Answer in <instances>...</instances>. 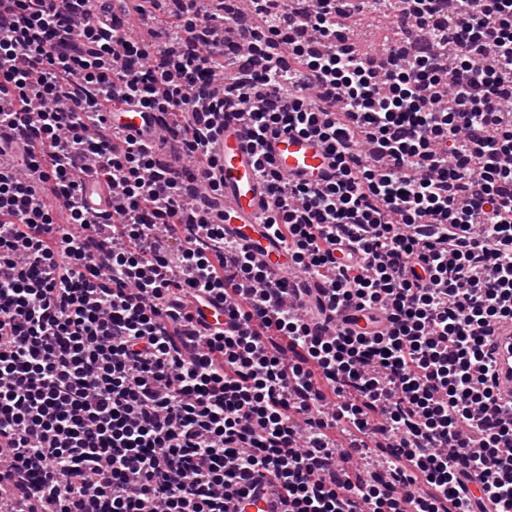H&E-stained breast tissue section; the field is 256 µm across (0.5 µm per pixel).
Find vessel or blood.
Returning a JSON list of instances; mask_svg holds the SVG:
<instances>
[{
    "instance_id": "b4317fda",
    "label": "vessel or blood",
    "mask_w": 512,
    "mask_h": 512,
    "mask_svg": "<svg viewBox=\"0 0 512 512\" xmlns=\"http://www.w3.org/2000/svg\"><path fill=\"white\" fill-rule=\"evenodd\" d=\"M113 125L144 142H151L164 116L132 107L124 112L109 113ZM218 165L216 178L223 182L222 203L230 215L228 227L238 240L251 246L257 262L273 275L285 271V259L263 235L258 215L268 207L270 196L258 176L256 159L267 153L284 178L321 183L332 175L331 159L325 146L314 136L280 133L269 136L265 147H258L246 134L242 121H224L215 139ZM490 352L496 364L495 380L499 393L512 397V325L503 324L490 338Z\"/></svg>"
}]
</instances>
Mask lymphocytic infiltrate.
Here are the masks:
<instances>
[{
  "mask_svg": "<svg viewBox=\"0 0 512 512\" xmlns=\"http://www.w3.org/2000/svg\"><path fill=\"white\" fill-rule=\"evenodd\" d=\"M206 2L0 0V512H231L261 485L286 512H512L488 347L512 322V0H404L410 57L341 26L381 0ZM247 102L257 144L332 160L322 184L258 163L303 288L209 215L216 118ZM126 106L186 114L161 133L181 160L113 128ZM217 295L223 327L198 325ZM85 193L89 200L98 202V204H92L93 207L112 211V193L104 184L97 182L95 178H87L85 180Z\"/></svg>",
  "mask_w": 512,
  "mask_h": 512,
  "instance_id": "lymphocytic-infiltrate-1",
  "label": "lymphocytic infiltrate"
}]
</instances>
